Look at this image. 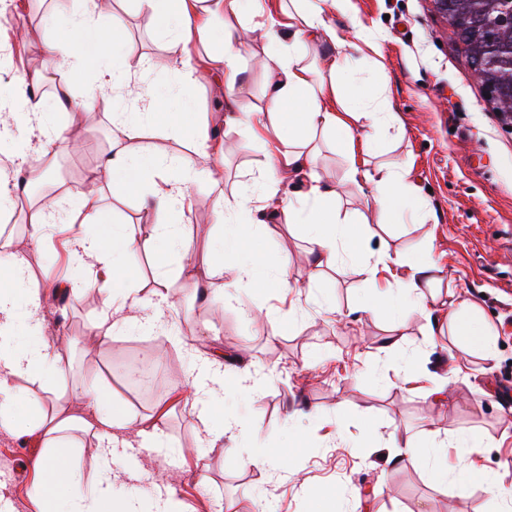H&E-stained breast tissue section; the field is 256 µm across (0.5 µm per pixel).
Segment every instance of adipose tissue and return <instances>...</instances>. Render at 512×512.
Segmentation results:
<instances>
[{"label": "adipose tissue", "instance_id": "1", "mask_svg": "<svg viewBox=\"0 0 512 512\" xmlns=\"http://www.w3.org/2000/svg\"><path fill=\"white\" fill-rule=\"evenodd\" d=\"M141 2L161 22L172 17L177 20L175 36L169 43L172 65L179 78L169 90L173 99H181L184 89L198 83L202 74L220 76L224 82V110L218 115L219 124L238 125L246 114L262 127L277 118L288 128V147L283 150L275 146L265 151L257 163L259 182L255 189L244 190L232 199L219 193L216 208L220 222L212 228V247L206 261L199 265L193 260L190 241L173 225H152L146 238L139 239L125 226L108 221L99 206L104 188L114 185L120 175L128 184L148 187L150 207L162 212L169 209L174 197L183 195L189 184L206 176L205 170L166 162L165 141L186 130L182 111L175 109L165 119H158L152 111L158 91L149 85L137 91L139 101L149 112L147 119L126 112L113 113L110 147L101 155L87 188L76 198L59 195L30 210L26 222L30 239L38 241L50 224H66L73 217H82L85 228L73 234L70 245L73 255L94 261V268L83 283L99 286L103 293V316L94 327L96 337L103 340L133 328L144 335H159L162 343L175 342L174 332H159L156 319L158 312L173 305L171 277H184L198 287H208L212 278L227 270L225 253L237 251L242 236L265 224L267 217L280 214L286 224L304 228L312 245L309 261L319 270L353 259L372 235L371 216H379L384 223L429 221V212L406 205L415 192L408 166L374 170L368 167V158L376 149L374 129L398 122L388 100L363 89L347 96L333 88L315 89L311 64L303 56L280 49L284 35L307 36L311 43L333 48V55L324 60L332 77H351L354 59L347 53L348 42L337 30L331 13L350 11L352 0H295L287 21L264 24L262 35L276 48L275 53L266 56L264 64L275 72L276 78L267 86L263 103L247 113L241 108L238 86L237 35L226 19L238 16L246 7L254 15H268L267 0ZM83 4L81 17L69 22L73 38L49 42L46 50L50 55L65 57L76 76L94 71L98 101L108 106L126 87L130 66L121 54L110 51L120 39L119 31L100 23L102 17L111 14L112 0H83ZM214 33L223 40L224 50L209 56L207 64H200L189 46L197 37ZM47 80L43 70L22 73L9 81L5 97L0 100V157L8 163L7 168H0L1 207L12 206L18 193L33 185L55 179L53 155L61 132L51 117L72 108L74 101L66 86L59 87L52 99H45L40 89ZM20 116L37 120L41 131L38 144H31L14 131L12 124ZM315 130L332 134L337 149L346 156L347 184L368 189L365 211L342 210L336 188L324 184L317 174L318 154L305 141L307 134ZM138 139L147 140L146 149H129V142ZM282 170L300 177V185L285 184L278 176ZM152 246L179 253L181 261L175 272H160L152 295L144 297L129 285L128 257L139 248ZM290 265L289 256H282L273 265L264 251L250 250L229 269L232 277L225 300H232L234 290L255 286L254 273L259 269L267 272L266 287L291 288ZM383 266L405 269L406 275L388 283L381 295L356 302L355 310L366 314L390 311L397 329L414 314L432 320L435 307L425 290L436 281L438 266L433 254L427 251L411 258L382 251L363 271L373 278ZM45 298V292L30 285L25 253L6 246L0 248V424L40 439L42 450L31 462L35 474L33 500L40 512H141L137 497L115 492L112 487L113 464H122L129 478L140 475V465L129 452L130 441L119 440L117 433L133 432L141 447L168 454L172 448L160 421L135 419L110 389L84 385L74 387L68 405L55 410H45L42 399L32 398L36 414L22 423L17 420L21 391L16 379L36 378L50 386L65 371L60 348L42 335ZM129 310L136 311V318H126ZM448 333L485 356H492L495 351L496 333L475 304L449 300ZM187 382L195 395L194 411L206 424L203 445L217 447L224 439V422L213 419L210 406L224 385L220 363L199 359L189 367ZM73 428L90 433L97 441L105 476L91 492L66 459L65 437Z\"/></svg>", "mask_w": 512, "mask_h": 512}]
</instances>
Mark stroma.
<instances>
[{
  "instance_id": "35a3bbf8",
  "label": "stroma",
  "mask_w": 512,
  "mask_h": 512,
  "mask_svg": "<svg viewBox=\"0 0 512 512\" xmlns=\"http://www.w3.org/2000/svg\"><path fill=\"white\" fill-rule=\"evenodd\" d=\"M55 5V0H28L21 17L0 18V67L10 77L48 71L52 80L42 88L48 97L70 85L82 109L57 113L53 121L89 143L80 153L59 147L56 155L77 193L109 144L113 112H136L140 105L130 96L110 112L92 105V75L71 77L64 62L48 56L47 42L68 32L65 21L52 19ZM333 20L338 28L379 39L384 49V72L368 61L356 71L357 79L385 88L400 119L398 126L376 131L378 149L370 167L407 163L417 200L431 213L425 224L376 229L362 256L431 250L441 268L436 291L455 289L480 307L497 332L495 354L488 360L476 351L452 349L444 317L430 333L417 315L395 333L386 313L350 314L352 304L385 284L384 276L370 281L356 270L325 271L309 295L246 288L226 307L220 303L222 278L212 279L204 292L188 279L175 280L174 308L163 311L160 323L184 334L181 343L166 347L132 330L91 341L102 294L95 287L80 288L43 312L46 339H64L69 361L54 391L100 381L136 418L162 416L174 453L143 451L142 476L134 483L121 466L113 468L115 484L132 485L143 512H152L173 480L179 483L180 512H495L483 481L487 474L496 477L500 497L512 499V121L484 102L432 0H353L352 11L334 13ZM107 23L121 30L119 50L128 63L143 60L149 67L145 78H132V86L144 80L161 88L176 84L171 35L138 0H116ZM267 50L258 38L239 48L244 106L259 103L273 78L261 63ZM219 137L223 152L208 165L222 172L225 195L254 187L255 162L274 140V129L257 137L246 125L226 126ZM144 196L143 190L119 186L105 191L101 208L140 237L152 224L180 225L197 256H205L218 221L207 180L190 185L170 213L145 208ZM27 205L20 199L0 216V231L25 252L32 285L57 282L60 270H73L79 262L63 248L58 232L48 233L42 245L29 244ZM242 246L261 247L274 258L292 256L290 279L297 286L314 274L305 261L310 243L303 228L271 222L245 237ZM178 261L172 252L140 250L131 259V274L148 294L157 273ZM329 301L344 310L343 320L325 312ZM452 353L468 380L451 385L440 401L425 375L446 374ZM205 357L224 363L225 415L249 427L248 435L217 448L200 445L202 424L191 411L194 399L186 384L188 363ZM407 361L411 374L398 380L396 370ZM138 362L151 364L157 381L150 391L129 394L127 369ZM397 426L419 446L453 431L473 434L479 445L466 452L439 449L448 465L443 481L431 470L391 462L388 439ZM267 451L287 457L290 470L253 465L254 455ZM38 452L36 436L0 428V494L8 512H36L30 462ZM461 483L467 493L458 492Z\"/></svg>"
}]
</instances>
